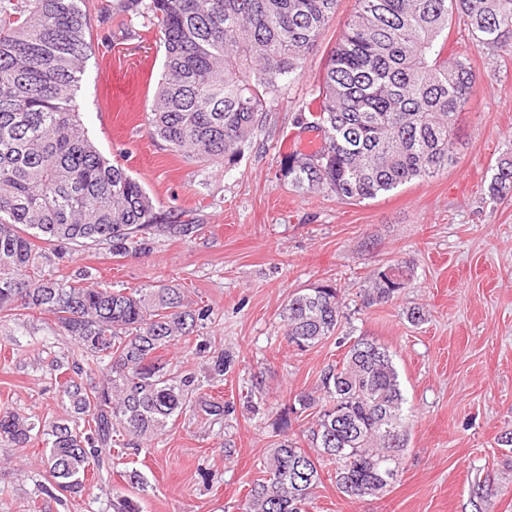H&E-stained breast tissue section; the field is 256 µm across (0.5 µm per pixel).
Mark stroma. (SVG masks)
Segmentation results:
<instances>
[{
  "label": "stroma",
  "instance_id": "obj_1",
  "mask_svg": "<svg viewBox=\"0 0 512 512\" xmlns=\"http://www.w3.org/2000/svg\"><path fill=\"white\" fill-rule=\"evenodd\" d=\"M89 56L76 105L91 140L138 178L159 212L190 233L151 232L139 254L107 245L50 258L47 271L91 268L114 288L168 284L211 316L201 339L231 360L218 388L234 413L223 423L182 416L139 448H113L111 466L88 470L80 494L61 492L40 464L41 440L0 444V512H111L113 495L141 512H241L260 463L277 441L274 422L299 395L319 394L344 345L387 348L406 398L408 433L399 476L384 494L350 498L322 473L308 512H512V198L487 186L512 153V58L479 48L453 20L448 54L467 58L476 83L456 122L457 153L438 176L347 203L279 176L290 146H320L303 128L328 51L356 0H337L322 43L301 78L283 87L261 129L234 163L188 159L157 137L147 114L164 50L149 17L121 0H90ZM400 265L408 286L365 306L374 273ZM318 284L341 295L334 336L301 352L284 337L283 308ZM421 321L410 319L412 309ZM78 357L73 340L34 314L0 321V410L35 422L65 413L46 372ZM140 472L142 492L122 477Z\"/></svg>",
  "mask_w": 512,
  "mask_h": 512
}]
</instances>
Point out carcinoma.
Wrapping results in <instances>:
<instances>
[{"label":"carcinoma","instance_id":"carcinoma-1","mask_svg":"<svg viewBox=\"0 0 512 512\" xmlns=\"http://www.w3.org/2000/svg\"><path fill=\"white\" fill-rule=\"evenodd\" d=\"M337 0H151L147 7L164 48V70L148 113L173 149L202 160L232 162L262 127L270 103L298 81L307 55L323 40ZM467 19L477 47L512 57V0H357L328 53L317 95L305 104L325 144L293 150L280 176L297 187L326 189L348 202L374 199L448 169L455 125L469 103L475 74L465 58L448 60L454 14ZM88 0H0V317L21 311L51 316L81 358L49 373L66 414L48 424L0 413V442L25 448L44 437L43 467L59 488L78 493L103 450L122 437L138 448L187 413L221 424L233 407L201 395L203 381L224 380V352L193 341L205 308H193L169 285L130 291L89 282L88 274L43 269L52 250L105 243L115 255L145 245L162 223L140 181L95 146L76 111L89 43ZM489 195L512 194V158L497 164ZM405 282L377 272L367 303H386ZM337 289L307 288L283 309L284 336L299 351L335 333ZM194 344L204 377L175 372L160 352ZM349 346L341 365L324 372L327 401L310 394L280 415L316 410L312 456L285 438L269 449L241 512H306L325 465L336 486L359 498L386 491L405 447L393 448L386 420L406 430L404 396L390 354L380 359ZM99 381H94V377ZM352 423L336 431V411ZM337 436L336 454L327 436Z\"/></svg>","mask_w":512,"mask_h":512}]
</instances>
